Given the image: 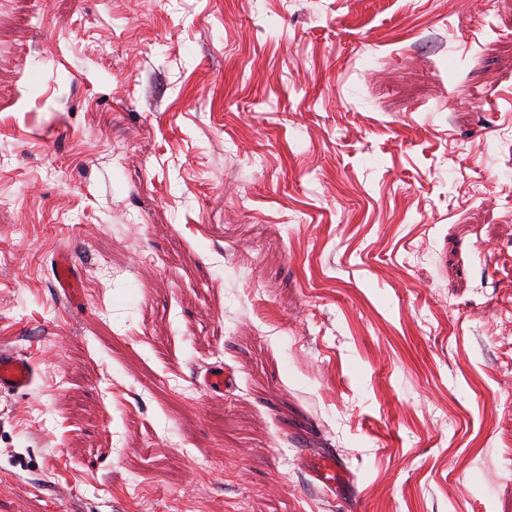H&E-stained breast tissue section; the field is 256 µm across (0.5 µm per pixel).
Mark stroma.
Instances as JSON below:
<instances>
[{"instance_id": "1", "label": "stroma", "mask_w": 512, "mask_h": 512, "mask_svg": "<svg viewBox=\"0 0 512 512\" xmlns=\"http://www.w3.org/2000/svg\"><path fill=\"white\" fill-rule=\"evenodd\" d=\"M1 347L0 512H512V0H0ZM56 288H62L69 298H76L83 288V282L74 265L65 256L57 257L54 266ZM37 378L36 366L25 355L0 349V392L28 390Z\"/></svg>"}]
</instances>
